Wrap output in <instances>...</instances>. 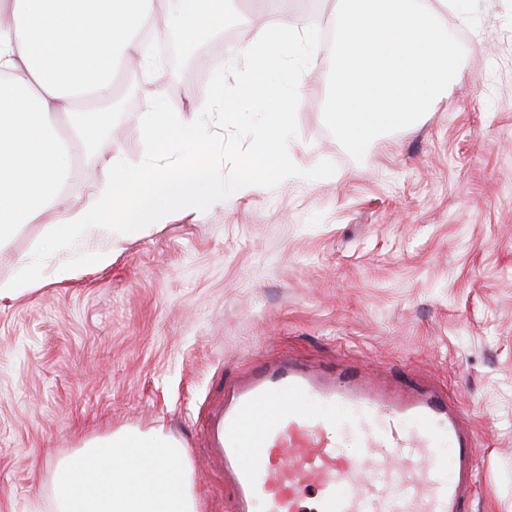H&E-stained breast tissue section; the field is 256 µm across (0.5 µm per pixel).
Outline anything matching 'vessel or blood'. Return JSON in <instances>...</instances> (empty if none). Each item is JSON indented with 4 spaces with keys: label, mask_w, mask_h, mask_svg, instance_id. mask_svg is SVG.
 Returning <instances> with one entry per match:
<instances>
[{
    "label": "vessel or blood",
    "mask_w": 512,
    "mask_h": 512,
    "mask_svg": "<svg viewBox=\"0 0 512 512\" xmlns=\"http://www.w3.org/2000/svg\"><path fill=\"white\" fill-rule=\"evenodd\" d=\"M463 403L386 390L283 358L214 406L207 448L231 475L234 512H466L474 432ZM455 453L446 476L442 446Z\"/></svg>",
    "instance_id": "1"
}]
</instances>
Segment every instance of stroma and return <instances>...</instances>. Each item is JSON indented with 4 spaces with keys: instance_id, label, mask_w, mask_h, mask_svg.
Here are the masks:
<instances>
[{
    "instance_id": "obj_1",
    "label": "stroma",
    "mask_w": 512,
    "mask_h": 512,
    "mask_svg": "<svg viewBox=\"0 0 512 512\" xmlns=\"http://www.w3.org/2000/svg\"><path fill=\"white\" fill-rule=\"evenodd\" d=\"M339 0H286L301 37L291 61L311 90L284 141L311 172L271 179L231 208L181 212L139 238L99 236L103 269L57 282L78 246L43 255L42 286L0 302V512H56V465L119 430L160 429L183 445L200 512H234V490L203 453L211 402L254 367L290 357L391 387L461 399L478 435L467 512H512V0H480L470 29L439 20L465 57L447 93L413 127L375 138L355 161L327 130L330 45ZM268 0H225L224 36L203 41L216 79L135 70L111 133L73 146L74 204L100 181L99 157L174 167L142 121L152 91L200 113L214 172L232 181L269 114L245 90ZM47 239L22 224L0 242V282Z\"/></svg>"
}]
</instances>
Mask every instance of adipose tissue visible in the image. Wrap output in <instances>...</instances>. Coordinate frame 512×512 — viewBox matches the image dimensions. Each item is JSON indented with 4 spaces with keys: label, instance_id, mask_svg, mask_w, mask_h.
<instances>
[{
    "label": "adipose tissue",
    "instance_id": "adipose-tissue-1",
    "mask_svg": "<svg viewBox=\"0 0 512 512\" xmlns=\"http://www.w3.org/2000/svg\"><path fill=\"white\" fill-rule=\"evenodd\" d=\"M223 0H0V240L20 224L50 223L47 248L110 231L143 236L184 209L233 206L272 177H306L282 141L288 116L308 87L306 73L288 65L298 35L288 20L264 25L257 44L232 48L250 57V81L287 70L288 81L267 89L271 130L244 166L241 181L211 178L198 119L154 103L143 123L154 153L177 146L176 167L130 168L118 156L101 159L100 187L84 205H67L71 138L93 144L105 113L77 103L112 95L117 65L149 67L129 51L144 36L174 29L196 35L223 13ZM181 445L162 431H116L58 463L60 512H198Z\"/></svg>",
    "mask_w": 512,
    "mask_h": 512
}]
</instances>
